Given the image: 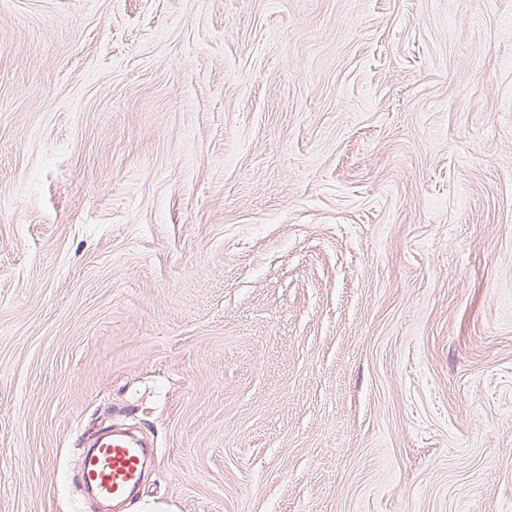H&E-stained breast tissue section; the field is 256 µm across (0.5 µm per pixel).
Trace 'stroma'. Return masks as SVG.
I'll return each instance as SVG.
<instances>
[{
	"instance_id": "obj_1",
	"label": "stroma",
	"mask_w": 512,
	"mask_h": 512,
	"mask_svg": "<svg viewBox=\"0 0 512 512\" xmlns=\"http://www.w3.org/2000/svg\"><path fill=\"white\" fill-rule=\"evenodd\" d=\"M512 512V0H0V512ZM82 456L79 482L100 499L118 501L142 482L145 451L140 440L129 433L107 429Z\"/></svg>"
}]
</instances>
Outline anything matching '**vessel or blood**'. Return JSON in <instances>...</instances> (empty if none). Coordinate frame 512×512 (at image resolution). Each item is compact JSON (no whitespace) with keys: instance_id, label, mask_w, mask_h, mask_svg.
Masks as SVG:
<instances>
[{"instance_id":"vessel-or-blood-1","label":"vessel or blood","mask_w":512,"mask_h":512,"mask_svg":"<svg viewBox=\"0 0 512 512\" xmlns=\"http://www.w3.org/2000/svg\"><path fill=\"white\" fill-rule=\"evenodd\" d=\"M145 451L129 433L104 430L82 457L79 482L100 499L118 501L142 482Z\"/></svg>"}]
</instances>
